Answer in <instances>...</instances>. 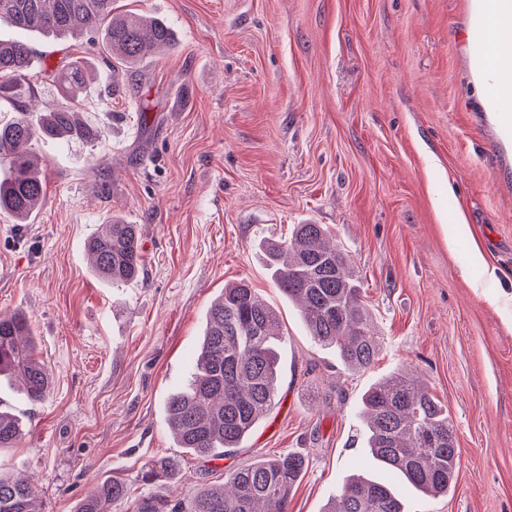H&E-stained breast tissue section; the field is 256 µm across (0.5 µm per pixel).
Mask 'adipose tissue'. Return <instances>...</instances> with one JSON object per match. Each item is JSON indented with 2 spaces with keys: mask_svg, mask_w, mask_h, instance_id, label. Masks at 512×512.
Instances as JSON below:
<instances>
[{
  "mask_svg": "<svg viewBox=\"0 0 512 512\" xmlns=\"http://www.w3.org/2000/svg\"><path fill=\"white\" fill-rule=\"evenodd\" d=\"M512 29V8L505 0H484V19L482 29L483 65L486 78V90L494 97L508 95L512 88L508 87L507 75L504 70L506 51L502 45L501 34L504 29Z\"/></svg>",
  "mask_w": 512,
  "mask_h": 512,
  "instance_id": "obj_1",
  "label": "adipose tissue"
}]
</instances>
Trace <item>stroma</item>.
I'll list each match as a JSON object with an SVG mask.
<instances>
[{
	"label": "stroma",
	"mask_w": 512,
	"mask_h": 512,
	"mask_svg": "<svg viewBox=\"0 0 512 512\" xmlns=\"http://www.w3.org/2000/svg\"><path fill=\"white\" fill-rule=\"evenodd\" d=\"M116 5L166 22L172 46L109 64L87 34L26 36L38 112L61 100L50 71L91 62L79 103L102 141L35 143L42 205L25 224L0 215V313L29 318L51 374L38 403L0 381L25 429L0 469L32 479L40 512H74L108 478L133 495L110 512H132L301 452L289 512H323L352 474L379 475L359 405L408 367L447 406L460 461L448 495L404 488L407 512H512V149L466 43L473 0ZM111 215L139 225L144 255L141 278L116 287L84 250ZM459 217L467 231L449 241ZM308 222L359 276L380 341L368 369L314 342L272 280L266 245ZM240 280L280 316L277 391L240 448L202 460L177 447L164 404L191 376L211 303ZM160 457L179 476L144 483Z\"/></svg>",
	"instance_id": "1"
}]
</instances>
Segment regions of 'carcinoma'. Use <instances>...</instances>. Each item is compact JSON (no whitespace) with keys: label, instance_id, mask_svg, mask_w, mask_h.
Here are the masks:
<instances>
[{"label":"carcinoma","instance_id":"1","mask_svg":"<svg viewBox=\"0 0 512 512\" xmlns=\"http://www.w3.org/2000/svg\"><path fill=\"white\" fill-rule=\"evenodd\" d=\"M56 36L74 31L102 32L103 49L126 63L150 50L172 45L171 29L136 12L112 13V0H0V24ZM33 50L22 39H0V98L15 103L25 96V78ZM82 60L50 74L63 92L62 103L38 123L19 112L0 122V213L27 222L41 204L44 186L36 140L77 139L90 145L101 134L73 104L84 87ZM96 274L113 284L139 279L143 270L139 227L111 216L85 241ZM275 285L295 301L314 341L336 351L352 370L371 366L378 340L362 301L360 281L347 255L330 243L322 224H297L289 241L267 248ZM278 317L245 281L224 287L207 311L195 372L166 402V419L178 447L202 460L237 448L269 411L275 395L278 356L274 341ZM27 318L0 317V376L14 375L30 402L49 392V370L34 354ZM366 429L362 434L370 459L402 476L426 495L448 494L459 464L456 432L429 386L410 374L395 372L374 382L362 398ZM23 437L19 416L0 409V449ZM308 466L301 453L260 459L225 474L224 486H199L181 500L157 497L135 501L133 512H288V504ZM177 461L154 460L142 481L172 480ZM119 479L96 484L75 512H107L106 505L129 498ZM35 486L0 473V512H35ZM324 512H404L400 491L387 480L354 476Z\"/></svg>","mask_w":512,"mask_h":512}]
</instances>
